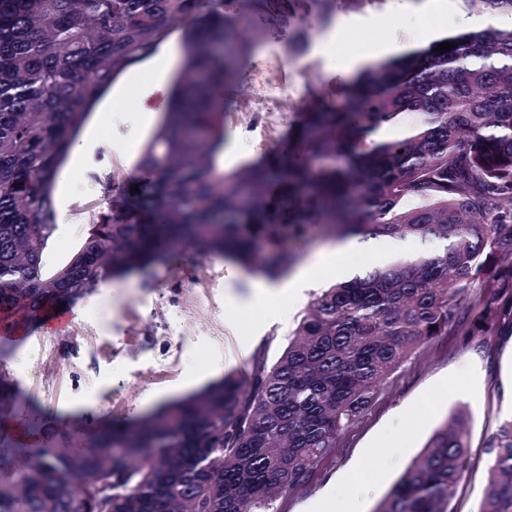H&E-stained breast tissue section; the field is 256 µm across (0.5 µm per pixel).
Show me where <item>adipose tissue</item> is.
<instances>
[{
    "instance_id": "obj_1",
    "label": "adipose tissue",
    "mask_w": 512,
    "mask_h": 512,
    "mask_svg": "<svg viewBox=\"0 0 512 512\" xmlns=\"http://www.w3.org/2000/svg\"><path fill=\"white\" fill-rule=\"evenodd\" d=\"M400 6L422 17L436 16L437 21L425 27L411 41L386 40L360 51L341 64L342 72L354 74L377 61L403 56L426 44L447 37L449 28H466L472 23L470 17L455 11L452 0H400ZM407 249V243L387 238L366 241L359 237H352L339 241L335 247L320 253L297 269L288 281V290L293 296H301L304 289L315 287L316 273L325 268L332 269L337 276L351 277L354 267L346 261L349 255L368 250L375 253L380 260L387 261L404 254Z\"/></svg>"
}]
</instances>
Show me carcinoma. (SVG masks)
I'll return each instance as SVG.
<instances>
[{"label": "carcinoma", "instance_id": "1", "mask_svg": "<svg viewBox=\"0 0 512 512\" xmlns=\"http://www.w3.org/2000/svg\"><path fill=\"white\" fill-rule=\"evenodd\" d=\"M262 2L0 0V314L35 320L172 243L271 280L313 225L338 240L443 247L331 284L274 362L262 346L250 372L114 424L89 451L16 449L0 512H277L421 346L450 330L512 329V29L482 23L512 19V0H458L476 25L446 38L454 48L436 41L368 66L339 106L311 101L265 164L226 172L224 86L254 48L235 16ZM175 29L182 63L144 149V188L47 269L54 187L83 123L116 75ZM405 112L420 118L413 129L372 138ZM468 419L451 413L374 512H453L451 491L470 471ZM484 453L477 512H512V419Z\"/></svg>", "mask_w": 512, "mask_h": 512}]
</instances>
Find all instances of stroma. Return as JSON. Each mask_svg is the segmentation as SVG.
I'll return each mask as SVG.
<instances>
[{"label":"stroma","mask_w":512,"mask_h":512,"mask_svg":"<svg viewBox=\"0 0 512 512\" xmlns=\"http://www.w3.org/2000/svg\"><path fill=\"white\" fill-rule=\"evenodd\" d=\"M293 10L290 0H269L238 20L240 30L255 35L256 47L224 90L230 102L224 116L225 169L261 161L288 141L296 107L268 125L255 113L272 105L255 90L265 62L278 60L276 85L282 91L335 102L343 97V79L318 36H311L301 70L286 61L285 40H269V32L281 28ZM331 17L364 19L354 32L367 45L414 36L423 23L397 10L393 0L341 4ZM169 87V81L142 69L135 83L120 93L108 88L94 107L63 164L71 179L55 186L56 230L43 257L46 268L65 263L111 208L113 192L139 179V161ZM254 282L222 257L175 247L145 271L67 303L66 330L48 331L39 322L24 326L12 352L0 360V373L18 395L0 414V455L23 444L62 454L89 447L102 422L133 421L195 392L213 382V368L246 371L262 346L269 360H276L315 293L308 290L292 300L277 280L267 302L258 306ZM460 407L469 415L471 477L456 486L451 507L477 512L487 470L483 449L512 418V334L507 332L468 341L444 334L423 345L344 431L312 482L278 499V512H317L327 499L333 512H344L349 503L357 504L358 512H373Z\"/></svg>","instance_id":"35a3bbf8"}]
</instances>
